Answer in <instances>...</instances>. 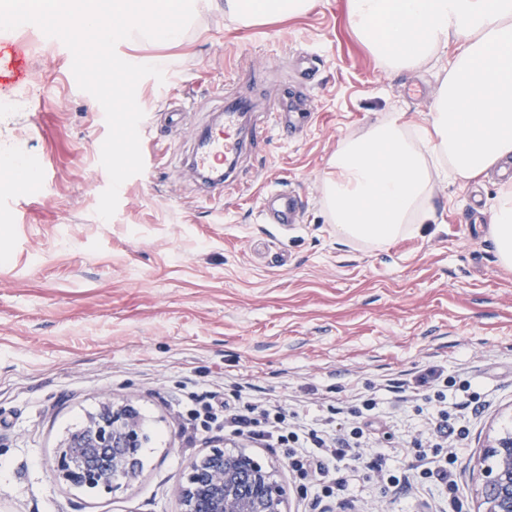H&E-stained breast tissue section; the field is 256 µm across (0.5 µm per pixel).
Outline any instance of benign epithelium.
<instances>
[{
	"label": "benign epithelium",
	"instance_id": "benign-epithelium-1",
	"mask_svg": "<svg viewBox=\"0 0 512 512\" xmlns=\"http://www.w3.org/2000/svg\"><path fill=\"white\" fill-rule=\"evenodd\" d=\"M147 443L138 410L105 398L99 412L60 446L57 478L70 486L111 493L136 481ZM482 461V512H512V429L497 434ZM290 492L271 468L240 451L215 446L187 463L179 484L181 512H285Z\"/></svg>",
	"mask_w": 512,
	"mask_h": 512
}]
</instances>
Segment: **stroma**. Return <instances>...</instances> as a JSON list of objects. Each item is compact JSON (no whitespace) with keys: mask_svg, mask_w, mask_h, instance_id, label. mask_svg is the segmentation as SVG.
<instances>
[{"mask_svg":"<svg viewBox=\"0 0 512 512\" xmlns=\"http://www.w3.org/2000/svg\"><path fill=\"white\" fill-rule=\"evenodd\" d=\"M10 36L29 45V79L0 111V147L42 163L51 185L0 181L17 201L0 204V512H180L187 461L217 440L274 468L289 512H477L474 462L512 424V269L498 263L487 222L501 177L437 182L439 223L384 246L338 239L321 191L344 139L389 116L427 122L454 51L387 69L351 30L347 0L253 24L202 7L178 41H119L121 58L164 60L165 79L137 86L144 170L121 185L106 221L96 213L109 185L102 106L79 89L59 40L36 27ZM303 52L320 59L306 82ZM232 95L292 96L312 118L244 157L223 197L207 200L188 160ZM179 102L184 123L164 134ZM278 180L302 199L288 230L257 219ZM431 367L486 403L460 420L469 436L454 496L433 483L391 490L346 466L344 490L312 500L284 449L220 423L203 429L186 399L234 410L268 401L338 428L337 409L372 396L371 444L405 469L416 456L402 438L424 429L427 410L394 402L385 386ZM106 397L132 403L149 436L139 478L112 494L52 472L60 444Z\"/></svg>","mask_w":512,"mask_h":512,"instance_id":"35a3bbf8","label":"stroma"}]
</instances>
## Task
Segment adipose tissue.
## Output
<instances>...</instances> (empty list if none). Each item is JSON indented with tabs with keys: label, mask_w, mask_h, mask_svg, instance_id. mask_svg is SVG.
<instances>
[{
	"label": "adipose tissue",
	"mask_w": 512,
	"mask_h": 512,
	"mask_svg": "<svg viewBox=\"0 0 512 512\" xmlns=\"http://www.w3.org/2000/svg\"><path fill=\"white\" fill-rule=\"evenodd\" d=\"M313 0H224L243 23L300 14ZM357 35L394 70H411L455 45L427 127L389 117L344 140L322 194L338 236L385 245L438 221V180L471 181L512 167V0H348ZM501 266L512 268V183L489 209Z\"/></svg>",
	"instance_id": "ef3b65f1"
}]
</instances>
